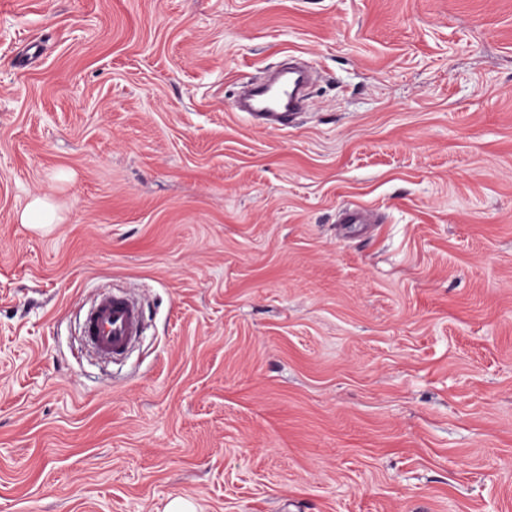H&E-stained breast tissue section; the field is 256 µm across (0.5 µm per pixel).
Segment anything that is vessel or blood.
<instances>
[{
	"mask_svg": "<svg viewBox=\"0 0 512 512\" xmlns=\"http://www.w3.org/2000/svg\"><path fill=\"white\" fill-rule=\"evenodd\" d=\"M306 81L307 75L301 70L278 73L273 81L253 85L250 95L238 99L236 107L267 129H286L303 107ZM142 319L138 303L126 293L107 292L88 310L84 334L97 354L116 360L140 335Z\"/></svg>",
	"mask_w": 512,
	"mask_h": 512,
	"instance_id": "1",
	"label": "vessel or blood"
}]
</instances>
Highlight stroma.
<instances>
[{"label": "stroma", "instance_id": "stroma-1", "mask_svg": "<svg viewBox=\"0 0 512 512\" xmlns=\"http://www.w3.org/2000/svg\"><path fill=\"white\" fill-rule=\"evenodd\" d=\"M176 497L512 512V0H0V512ZM306 81L307 74L302 70L279 72L273 81L253 85L251 94L238 99L236 107L267 129L284 130L303 107L302 89ZM275 89L280 90V103L271 101ZM22 223L38 228L58 224L59 217L55 207L45 200L37 199L31 202L21 216ZM142 319L138 303L126 293H103L86 314L84 336L97 354L116 360L140 335Z\"/></svg>", "mask_w": 512, "mask_h": 512}]
</instances>
